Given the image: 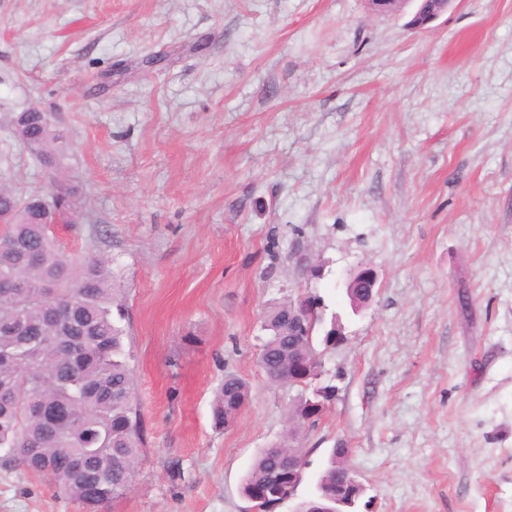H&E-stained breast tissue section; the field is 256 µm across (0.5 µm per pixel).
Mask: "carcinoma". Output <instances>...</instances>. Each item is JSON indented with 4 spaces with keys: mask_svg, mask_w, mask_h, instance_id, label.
Wrapping results in <instances>:
<instances>
[{
    "mask_svg": "<svg viewBox=\"0 0 512 512\" xmlns=\"http://www.w3.org/2000/svg\"><path fill=\"white\" fill-rule=\"evenodd\" d=\"M14 136L30 146L42 162L65 153L66 141L41 125L32 112L10 118ZM61 216L77 223L81 207L71 191L53 190ZM25 199L0 190V213H7L0 232V464L45 475L58 492L83 508L102 512L131 486L141 452L142 426L137 391L124 345L125 318L121 289L109 284V263L97 256L78 259L59 243L52 225ZM275 328L262 338L268 379L288 374V305L270 310ZM247 381L228 374L213 406L222 427L244 402ZM290 446L264 448L255 457L242 485L249 498L263 489L266 504L280 501L268 485L272 472L288 477ZM345 453L333 448L328 466L306 502L315 512H333L336 482L344 471Z\"/></svg>",
    "mask_w": 512,
    "mask_h": 512,
    "instance_id": "cac0c4a2",
    "label": "carcinoma"
}]
</instances>
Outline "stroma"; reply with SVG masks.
I'll return each instance as SVG.
<instances>
[{
	"mask_svg": "<svg viewBox=\"0 0 512 512\" xmlns=\"http://www.w3.org/2000/svg\"><path fill=\"white\" fill-rule=\"evenodd\" d=\"M366 0H0V188H70L66 250L110 261L144 444L106 512H248L242 481L301 390L257 364L265 312L309 291L344 329L295 443L332 448L358 512H512V0L412 31ZM49 112L38 164L11 113ZM324 264L306 274L302 256ZM374 268L352 311L339 278ZM250 386L233 425L225 374ZM181 476H171L170 462ZM0 512H82L0 466ZM250 396V388L247 381L235 374H227L220 387L215 404L213 406V420L216 427H224V424L244 402H247ZM246 405V404H245ZM242 405L239 411L244 409ZM235 415V417H236Z\"/></svg>",
	"mask_w": 512,
	"mask_h": 512,
	"instance_id": "1",
	"label": "stroma"
}]
</instances>
